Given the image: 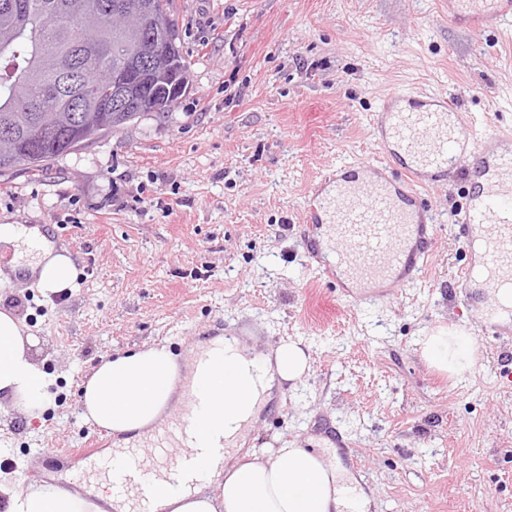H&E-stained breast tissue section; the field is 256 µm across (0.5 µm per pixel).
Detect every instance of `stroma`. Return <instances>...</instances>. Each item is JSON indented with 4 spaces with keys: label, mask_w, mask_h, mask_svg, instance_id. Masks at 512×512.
I'll use <instances>...</instances> for the list:
<instances>
[{
    "label": "stroma",
    "mask_w": 512,
    "mask_h": 512,
    "mask_svg": "<svg viewBox=\"0 0 512 512\" xmlns=\"http://www.w3.org/2000/svg\"><path fill=\"white\" fill-rule=\"evenodd\" d=\"M190 84L169 116L99 135L46 175L0 177V224L38 225L78 277L52 294L0 279V304L40 340L55 376L37 419L0 410V469L39 484L86 473L76 422L104 359L232 334L257 349L308 347L310 369L273 391L246 447H317L369 512H512V327L483 334L459 283L456 214L478 151L417 193L437 220L415 282L379 301L332 287L308 256L311 189L342 166L378 163V111L402 86L449 97L475 139L512 128V31L460 29L448 0H174ZM472 330L476 365L428 367L418 341Z\"/></svg>",
    "instance_id": "obj_1"
}]
</instances>
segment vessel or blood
Listing matches in <instances>:
<instances>
[{
	"mask_svg": "<svg viewBox=\"0 0 512 512\" xmlns=\"http://www.w3.org/2000/svg\"><path fill=\"white\" fill-rule=\"evenodd\" d=\"M448 20L465 29H496L512 21V0H450ZM381 113L385 135L377 144L387 156H403L398 177L377 176L376 165H366L360 177L329 181L327 192H312L307 201L311 223L326 225L328 234L324 249L311 245L307 252L330 280L340 268L362 282L402 273L415 278L430 255L434 226L412 184L447 172L468 151L471 133L462 119L453 118L447 98L397 89ZM480 163L485 180L470 185L461 209L470 248L461 287L511 296L512 135L488 136ZM199 407L197 396L188 394L178 416L153 441L150 454L130 443L122 451V470H114L110 460H97V479L112 494L132 495L136 512H159L157 497L144 493L142 486L152 479L176 487L194 482L195 463L176 458L172 450L179 447Z\"/></svg>",
	"mask_w": 512,
	"mask_h": 512,
	"instance_id": "vessel-or-blood-1",
	"label": "vessel or blood"
}]
</instances>
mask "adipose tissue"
<instances>
[{
	"label": "adipose tissue",
	"instance_id": "1",
	"mask_svg": "<svg viewBox=\"0 0 512 512\" xmlns=\"http://www.w3.org/2000/svg\"><path fill=\"white\" fill-rule=\"evenodd\" d=\"M14 253L12 274L31 272L43 291L72 286L77 268L67 250L52 245L39 226L0 224V249ZM37 342L12 311L0 309V397L27 415L51 403L54 377L34 356ZM422 359L433 369L461 375L476 362L471 334L441 326L419 342ZM214 363L198 368L193 385L204 404L197 414L196 437L206 446L214 430L233 448L244 444L248 429L274 387L297 385L309 369L302 341L286 340L261 354L243 349L237 338L211 342ZM181 367L166 347H149L104 360L84 384V414L113 436L151 437L171 408L180 406ZM198 485L160 495L163 512H365L367 499L325 454L281 444L266 453L224 466L201 462ZM5 512H130V503L99 494L97 501L52 485L22 487L0 473Z\"/></svg>",
	"mask_w": 512,
	"mask_h": 512
}]
</instances>
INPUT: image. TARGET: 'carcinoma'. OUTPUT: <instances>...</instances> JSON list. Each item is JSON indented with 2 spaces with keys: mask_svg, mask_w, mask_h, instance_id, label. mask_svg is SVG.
I'll return each instance as SVG.
<instances>
[{
  "mask_svg": "<svg viewBox=\"0 0 512 512\" xmlns=\"http://www.w3.org/2000/svg\"><path fill=\"white\" fill-rule=\"evenodd\" d=\"M117 5L139 14L134 33L112 28ZM176 33L173 0H0V122L13 128L18 141L14 152L0 147V176L17 169L40 172L98 134L123 129L148 112L169 113L184 93L173 77L189 70L182 50L146 69L150 90L130 92V112L104 106L112 99L104 76L145 63L148 44ZM69 72L91 101L75 125L72 89L63 82Z\"/></svg>",
  "mask_w": 512,
  "mask_h": 512,
  "instance_id": "1",
  "label": "carcinoma"
}]
</instances>
